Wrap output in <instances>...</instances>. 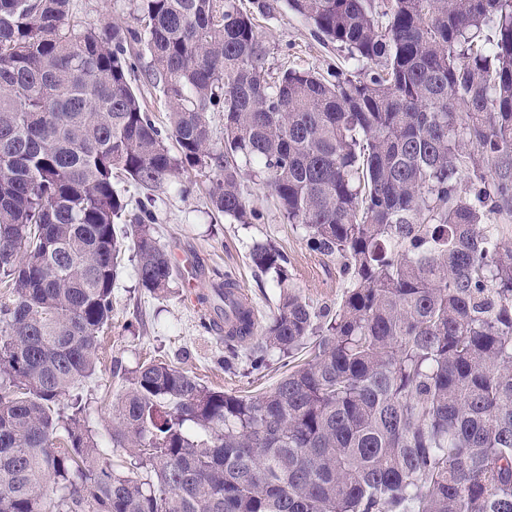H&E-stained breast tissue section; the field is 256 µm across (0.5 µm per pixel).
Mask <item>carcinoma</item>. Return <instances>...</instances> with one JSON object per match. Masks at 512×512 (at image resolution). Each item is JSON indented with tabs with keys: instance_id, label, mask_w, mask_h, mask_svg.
<instances>
[{
	"instance_id": "carcinoma-1",
	"label": "carcinoma",
	"mask_w": 512,
	"mask_h": 512,
	"mask_svg": "<svg viewBox=\"0 0 512 512\" xmlns=\"http://www.w3.org/2000/svg\"><path fill=\"white\" fill-rule=\"evenodd\" d=\"M283 6L354 70L269 80L240 0H135L136 28L0 0V512H512V0H257ZM180 169L239 224L264 219L241 189L258 179L350 286L317 310L284 253L253 246L276 311L239 303L206 328L227 366L288 369L252 396L138 364L112 404L116 464L72 391L126 250L150 294L179 272L114 179L151 191ZM236 287L227 270L199 300ZM135 63L138 67V72L141 78V83L137 82L140 88L141 98L143 99L148 112H153L160 120V124L164 126L161 121L165 122V116L168 112L167 102L159 89L153 88L147 83H144L141 76V73L148 69V66L150 65V56L143 51L139 58L135 59Z\"/></svg>"
}]
</instances>
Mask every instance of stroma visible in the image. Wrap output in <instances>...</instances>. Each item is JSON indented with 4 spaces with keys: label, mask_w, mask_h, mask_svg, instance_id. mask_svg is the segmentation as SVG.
Wrapping results in <instances>:
<instances>
[{
    "label": "stroma",
    "mask_w": 512,
    "mask_h": 512,
    "mask_svg": "<svg viewBox=\"0 0 512 512\" xmlns=\"http://www.w3.org/2000/svg\"><path fill=\"white\" fill-rule=\"evenodd\" d=\"M74 13L85 24L97 26L115 22L133 27L137 15L133 0H73ZM259 34L269 54L266 67L270 76L298 65L325 74L341 65L334 45L324 44L311 33L309 23L289 10L258 20ZM185 176L174 173L150 193V208L159 226L160 242L173 256H193L197 277L182 276L174 293L164 297L139 288L132 268H125L112 290V327L104 337L101 363L96 373L81 382L79 392L91 398L89 421L99 435L112 430V403L118 380L112 375L113 362L133 368L150 358H160L196 376L213 389L257 394L273 389L284 371V360L272 356L271 367L262 374L249 373L239 364L227 373L221 363L224 339L204 329L203 321L213 318L212 308L190 302L189 294L207 292L224 270H234L240 287L256 309L271 315L279 299L276 279L255 274L248 258L254 243L270 239L288 257L289 283L314 308L337 307L347 288L337 259L312 252L302 230L281 223L274 207L257 181L244 179L242 191L247 201L263 209L258 224H238L229 219L212 221L203 186L183 193L179 184Z\"/></svg>",
    "instance_id": "1"
}]
</instances>
